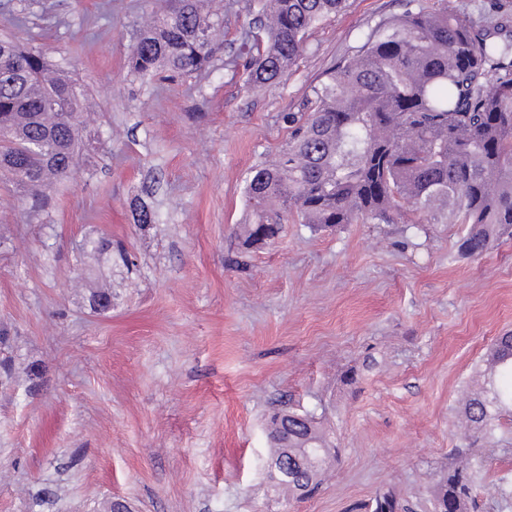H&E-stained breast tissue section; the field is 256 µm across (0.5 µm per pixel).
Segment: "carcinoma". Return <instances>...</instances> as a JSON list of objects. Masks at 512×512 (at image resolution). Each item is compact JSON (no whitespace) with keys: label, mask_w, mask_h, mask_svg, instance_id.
<instances>
[{"label":"carcinoma","mask_w":512,"mask_h":512,"mask_svg":"<svg viewBox=\"0 0 512 512\" xmlns=\"http://www.w3.org/2000/svg\"><path fill=\"white\" fill-rule=\"evenodd\" d=\"M132 48L134 72L192 74L209 66L222 34L204 0H164ZM347 0H257L265 39L248 48L253 89L280 79L301 56L312 26ZM492 27L481 28L456 0H408L382 20L355 53L313 89L311 110L288 114V148L251 171L243 225L247 244L272 241L293 216L320 231L360 221L464 224L458 249L479 257L496 229L512 225V10L491 0ZM48 95L62 109L45 106ZM85 98L42 52L0 38V171L35 191L68 177L83 148ZM494 373L468 393L463 416L488 435L512 412V335L496 340ZM274 416L273 451L331 448L323 426ZM478 484L469 465L448 470L435 492L441 512H466Z\"/></svg>","instance_id":"1"}]
</instances>
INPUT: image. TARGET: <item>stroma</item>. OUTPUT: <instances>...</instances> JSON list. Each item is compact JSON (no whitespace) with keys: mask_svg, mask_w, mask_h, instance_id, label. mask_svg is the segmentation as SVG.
<instances>
[{"mask_svg":"<svg viewBox=\"0 0 512 512\" xmlns=\"http://www.w3.org/2000/svg\"><path fill=\"white\" fill-rule=\"evenodd\" d=\"M154 0H0V35L42 49L93 124L48 208L0 178V512H432L466 460L468 512H512V414L474 440L457 399L512 333V226L463 256L461 224L285 223L243 247L245 181L286 117L405 0H348L276 82L231 65L255 0H214L223 44L191 75L136 74ZM156 213L133 220L136 205ZM112 295L109 310L90 305ZM313 414L336 448L283 507L266 422Z\"/></svg>","mask_w":512,"mask_h":512,"instance_id":"1","label":"stroma"}]
</instances>
